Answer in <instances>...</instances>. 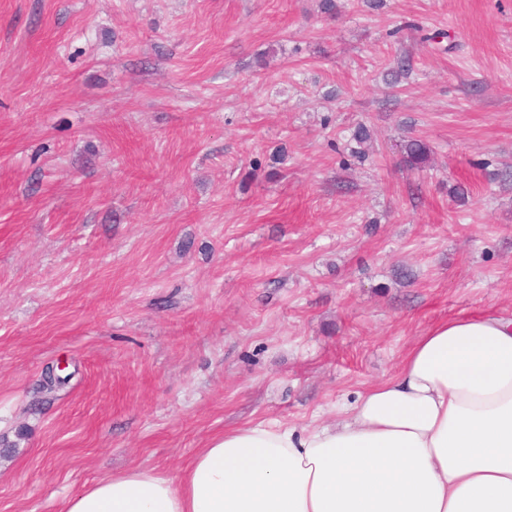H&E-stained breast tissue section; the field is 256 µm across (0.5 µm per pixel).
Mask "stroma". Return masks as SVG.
I'll return each mask as SVG.
<instances>
[{"label":"stroma","instance_id":"obj_1","mask_svg":"<svg viewBox=\"0 0 512 512\" xmlns=\"http://www.w3.org/2000/svg\"><path fill=\"white\" fill-rule=\"evenodd\" d=\"M491 309L512 0H0V512L335 422Z\"/></svg>","mask_w":512,"mask_h":512}]
</instances>
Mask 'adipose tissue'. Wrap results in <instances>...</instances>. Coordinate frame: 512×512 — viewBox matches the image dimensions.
I'll use <instances>...</instances> for the list:
<instances>
[{
  "instance_id": "ef3b65f1",
  "label": "adipose tissue",
  "mask_w": 512,
  "mask_h": 512,
  "mask_svg": "<svg viewBox=\"0 0 512 512\" xmlns=\"http://www.w3.org/2000/svg\"><path fill=\"white\" fill-rule=\"evenodd\" d=\"M67 512H512V318H449L336 423H248L173 477L131 469Z\"/></svg>"
}]
</instances>
